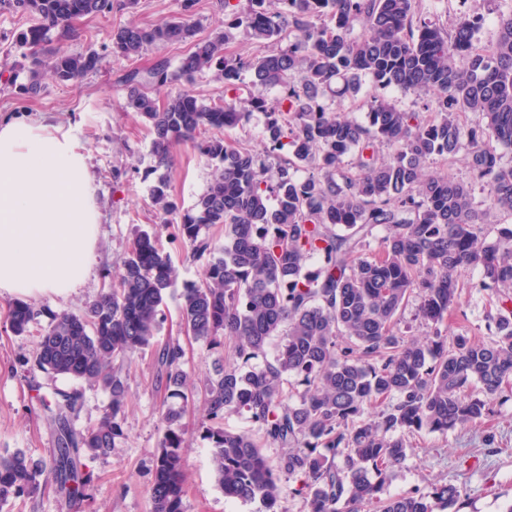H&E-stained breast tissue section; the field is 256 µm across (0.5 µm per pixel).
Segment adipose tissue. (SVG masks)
Listing matches in <instances>:
<instances>
[{
    "label": "adipose tissue",
    "instance_id": "adipose-tissue-1",
    "mask_svg": "<svg viewBox=\"0 0 512 512\" xmlns=\"http://www.w3.org/2000/svg\"><path fill=\"white\" fill-rule=\"evenodd\" d=\"M88 156L61 127L0 116V296H66L96 257Z\"/></svg>",
    "mask_w": 512,
    "mask_h": 512
}]
</instances>
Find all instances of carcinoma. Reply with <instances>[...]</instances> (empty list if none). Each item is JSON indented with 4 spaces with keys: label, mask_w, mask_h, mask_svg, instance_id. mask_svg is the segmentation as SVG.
Here are the masks:
<instances>
[{
    "label": "carcinoma",
    "mask_w": 512,
    "mask_h": 512,
    "mask_svg": "<svg viewBox=\"0 0 512 512\" xmlns=\"http://www.w3.org/2000/svg\"><path fill=\"white\" fill-rule=\"evenodd\" d=\"M488 0L496 38L477 44L483 15L440 24L423 0H224L226 28L196 39V0L182 17L155 26L112 30V53L138 56L155 42L189 43L179 70L188 79L216 70L225 90L244 73L259 89L245 98L206 103L183 89L164 101L153 92L172 80L170 62L155 61L123 78L127 104L149 126L152 202L164 215L170 199L172 149L202 127L234 128L254 111L266 114L264 148L252 151L222 137L198 145L215 163L208 189L180 216L175 239L209 256L202 280L184 289L181 328L229 360L202 386L209 424L203 437L224 498L260 501L279 510L275 472L301 475L306 512H448L459 487L435 484L422 492L382 497L388 469L407 456L408 437L446 434L494 414L512 383V224H487L472 185L488 189L490 206L512 216V4ZM39 18L17 43L30 49L32 71L18 93L41 91L39 68L75 82L97 69L95 51L70 54L52 43L86 17H104L137 0H9ZM362 35L352 36L355 27ZM288 46L262 55L224 50L227 31ZM383 89L431 93L426 112H405L383 95L362 101L365 120L340 111L355 104L362 78ZM278 95L269 99L267 89ZM467 159L469 181L430 174V160ZM224 225L215 248L209 230ZM380 246L370 250L376 230ZM476 270L473 282L462 279ZM176 280L154 232L133 238L109 287L78 313L46 311L48 326L36 352L18 360L26 372H46L98 385L111 397L98 422L74 431L69 416L79 397L58 391L44 400L58 425L51 472L21 451L0 455V505L53 485L71 500L88 496L81 458L109 453L122 435L117 416L127 387L114 362H134L152 345L164 317V295ZM465 288L494 298L487 336H447L440 325ZM430 328L425 340L398 332L410 298ZM31 306L9 311L10 330L29 331ZM277 339L273 360L256 367ZM183 346L155 352L165 398V431L150 486L152 512H183L187 462L181 424L189 376ZM373 416L364 417L367 409ZM244 413L262 438L284 449L277 467L248 431L224 418Z\"/></svg>",
    "instance_id": "carcinoma-1"
}]
</instances>
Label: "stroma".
Returning <instances> with one entry per match:
<instances>
[{"instance_id": "1", "label": "stroma", "mask_w": 512, "mask_h": 512, "mask_svg": "<svg viewBox=\"0 0 512 512\" xmlns=\"http://www.w3.org/2000/svg\"><path fill=\"white\" fill-rule=\"evenodd\" d=\"M423 6L442 23L458 12L481 13L484 21L477 40L484 46L494 37L496 16L482 0H424ZM181 13L182 0H138L135 8L116 9L107 17L77 22L61 47L70 53L99 52V67L76 83H60L50 73L40 72V96L23 99L15 94L12 83L17 73H29L31 63L17 47L16 38L33 26L36 18L0 5V114L27 112L69 129L90 156L100 213L96 260L89 278L70 296L46 293L31 299L36 318L27 335L11 332L7 317L15 299L0 296V453L20 450L44 468L52 467L57 433L44 401L54 391L79 393V406L70 416L76 430L97 422L109 407L111 398L103 389L42 372L27 374L17 361L33 354L38 336L48 324L46 310L81 311L108 285L109 273L121 267L138 231L157 230L163 252L178 271L177 281L167 291L165 316L155 335V345L180 340L186 351L184 368L198 386L224 361L223 349L210 348L180 332L181 295L188 283L201 278L207 261L193 258L187 249L173 242L177 216H169L163 224L156 215L150 196L153 179L147 174L152 163V135L127 107L122 83L127 71L146 70L162 58L178 65L189 47L157 42L129 60L114 56L110 50L114 28L130 23L157 24L178 18ZM196 143H183L174 149L171 194L182 210L206 191L215 172L214 163L200 154ZM489 305L486 294L463 290L456 311L442 325L443 331L450 335L462 331L485 335ZM122 369L128 386L127 403L119 417L122 435L109 455L87 460L86 468L93 475L90 498L76 502L50 488L11 499L0 506V512H151L149 486L164 433L163 392L156 384L152 352L123 364ZM205 420V407L199 399L189 405L182 419L188 442L184 512H264L260 502L225 499L212 467L210 444L199 430ZM490 432L500 441V450L485 448L483 439ZM410 442L404 464L389 476L386 495L413 489L425 492L431 484L451 483L462 490L453 512H502L512 502V400L497 406L487 419L445 435L423 431Z\"/></svg>"}]
</instances>
